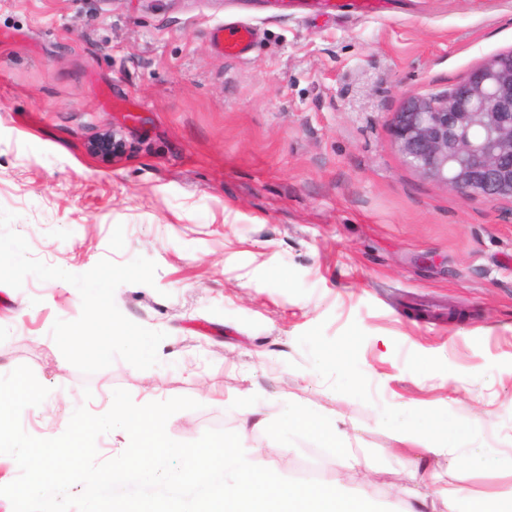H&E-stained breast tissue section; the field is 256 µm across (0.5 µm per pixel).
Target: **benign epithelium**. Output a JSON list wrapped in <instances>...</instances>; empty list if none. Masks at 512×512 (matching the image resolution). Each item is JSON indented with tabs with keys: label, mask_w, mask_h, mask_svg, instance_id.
Returning <instances> with one entry per match:
<instances>
[{
	"label": "benign epithelium",
	"mask_w": 512,
	"mask_h": 512,
	"mask_svg": "<svg viewBox=\"0 0 512 512\" xmlns=\"http://www.w3.org/2000/svg\"><path fill=\"white\" fill-rule=\"evenodd\" d=\"M391 126L399 154L421 176L468 199L512 198V52L443 94L408 95Z\"/></svg>",
	"instance_id": "obj_1"
}]
</instances>
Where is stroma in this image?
I'll list each match as a JSON object with an SVG mask.
<instances>
[{
	"mask_svg": "<svg viewBox=\"0 0 512 512\" xmlns=\"http://www.w3.org/2000/svg\"><path fill=\"white\" fill-rule=\"evenodd\" d=\"M227 20L256 26L245 58L215 49ZM512 50V0H389L361 17L267 0H0V209L33 257L75 274L144 256L154 286L118 309L165 332L160 363L86 375L51 336L78 290L0 283V375L28 365L50 390L21 424L59 436L115 389L187 396L178 441L236 432L279 447L276 472L313 474L404 512H448L408 460L512 503V471L422 454L377 414L482 421L512 457V199H467L421 177L391 120ZM325 368H317V358ZM323 413L361 451L288 440L243 416L281 399Z\"/></svg>",
	"mask_w": 512,
	"mask_h": 512,
	"instance_id": "1",
	"label": "stroma"
}]
</instances>
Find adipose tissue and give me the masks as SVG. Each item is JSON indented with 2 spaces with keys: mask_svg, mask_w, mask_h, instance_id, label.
Masks as SVG:
<instances>
[{
  "mask_svg": "<svg viewBox=\"0 0 512 512\" xmlns=\"http://www.w3.org/2000/svg\"><path fill=\"white\" fill-rule=\"evenodd\" d=\"M274 423L278 431L288 437L309 434L328 446L337 448L341 445L334 424L315 411L299 409L287 399L278 404ZM482 433V423L477 419L445 423L434 416L419 413L400 429L398 437L400 441L421 445L423 453L427 455L451 456L460 449H468L469 465L480 467L494 461L491 454L474 445Z\"/></svg>",
  "mask_w": 512,
  "mask_h": 512,
  "instance_id": "obj_1",
  "label": "adipose tissue"
}]
</instances>
